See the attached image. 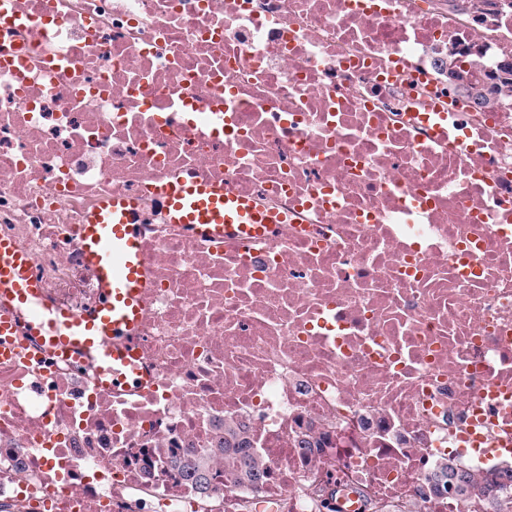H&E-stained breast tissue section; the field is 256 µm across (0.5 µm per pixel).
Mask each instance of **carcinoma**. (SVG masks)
Listing matches in <instances>:
<instances>
[{"label": "carcinoma", "mask_w": 512, "mask_h": 512, "mask_svg": "<svg viewBox=\"0 0 512 512\" xmlns=\"http://www.w3.org/2000/svg\"><path fill=\"white\" fill-rule=\"evenodd\" d=\"M468 92L483 107L493 110L512 101V76L502 77L489 89L472 85ZM249 437L244 426L224 423V436L205 454L186 453L171 460V466L193 483L200 494L210 493V471L221 461L238 485L255 488L266 475L264 460L249 452ZM428 482L436 492L468 501L475 512H512V467L485 475L456 468L451 460L440 463Z\"/></svg>", "instance_id": "obj_1"}]
</instances>
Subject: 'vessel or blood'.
Segmentation results:
<instances>
[{"instance_id": "obj_1", "label": "vessel or blood", "mask_w": 512, "mask_h": 512, "mask_svg": "<svg viewBox=\"0 0 512 512\" xmlns=\"http://www.w3.org/2000/svg\"><path fill=\"white\" fill-rule=\"evenodd\" d=\"M172 223L193 224L248 239L265 219L246 199L185 175L163 190ZM84 263L93 272L99 301L92 313L48 303L30 259L11 242L0 241V354L14 353L15 313L29 317L31 335L52 354L80 350L97 363L112 387L127 386L138 370L135 330L140 321L141 237L128 203L104 202L81 232Z\"/></svg>"}]
</instances>
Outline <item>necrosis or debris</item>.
<instances>
[{
  "mask_svg": "<svg viewBox=\"0 0 512 512\" xmlns=\"http://www.w3.org/2000/svg\"><path fill=\"white\" fill-rule=\"evenodd\" d=\"M0 238L47 297L98 298L79 226L142 213L130 390L83 355L0 358V512H236L169 466L248 424L270 512H470L425 478L512 434V0H6ZM455 78H448L449 63ZM190 174L276 214L247 244L173 224ZM311 441L312 450L302 447ZM484 88L480 85H472L468 88V92L474 95L484 108L493 110L503 103L512 101V74L510 73V77L500 78L498 83L490 89Z\"/></svg>",
  "mask_w": 512,
  "mask_h": 512,
  "instance_id": "obj_1",
  "label": "necrosis or debris"
}]
</instances>
